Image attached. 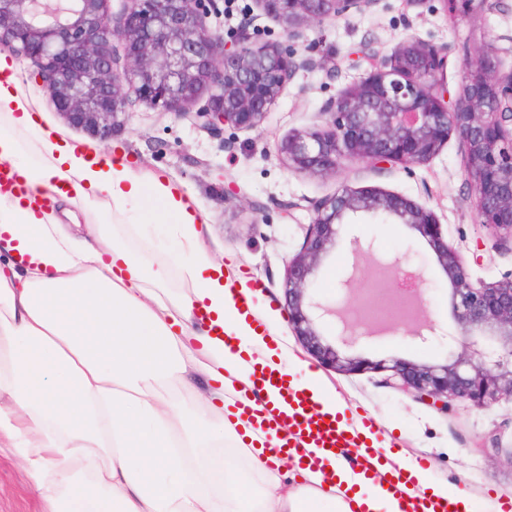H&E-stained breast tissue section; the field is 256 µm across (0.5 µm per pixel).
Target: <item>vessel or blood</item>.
<instances>
[{
    "mask_svg": "<svg viewBox=\"0 0 512 512\" xmlns=\"http://www.w3.org/2000/svg\"><path fill=\"white\" fill-rule=\"evenodd\" d=\"M250 381V393L254 396L269 385L279 389L288 405V423L296 427L299 440L338 455L351 448L365 459L376 451L380 438L371 418L356 413L340 418L322 414L313 397L293 388L285 375L268 365L253 364ZM392 486L405 499L402 512H459L463 503L462 494L457 492L443 500L432 499L414 484L408 471L397 466L392 469Z\"/></svg>",
    "mask_w": 512,
    "mask_h": 512,
    "instance_id": "b4317fda",
    "label": "vessel or blood"
}]
</instances>
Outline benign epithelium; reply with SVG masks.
<instances>
[{
    "mask_svg": "<svg viewBox=\"0 0 512 512\" xmlns=\"http://www.w3.org/2000/svg\"><path fill=\"white\" fill-rule=\"evenodd\" d=\"M478 1L489 13L504 0H451L465 11ZM0 0V47L35 66L50 100L66 123L101 140L127 123L130 103L195 116L206 128L257 127L299 68L292 46H256L207 18L213 0ZM298 38L301 22L347 19L374 0H260ZM512 55L490 40L464 53L454 99L441 72L448 48L410 40L359 80L341 88L321 124L277 145L302 171L336 175L346 164L421 165L455 135L465 181L475 195L479 223L495 245L512 251ZM210 91L205 104L201 93ZM301 250L288 260L285 290L290 324L308 351L343 372L364 361L323 341L315 319L342 307L324 303L312 283L344 226L373 221L403 224L436 254L451 285L457 333L456 359L427 364L392 360L390 384L441 409L462 398L477 408L512 401V278L473 282L461 253L448 245L436 214L414 200L346 186L318 201Z\"/></svg>",
    "mask_w": 512,
    "mask_h": 512,
    "instance_id": "obj_1",
    "label": "benign epithelium"
}]
</instances>
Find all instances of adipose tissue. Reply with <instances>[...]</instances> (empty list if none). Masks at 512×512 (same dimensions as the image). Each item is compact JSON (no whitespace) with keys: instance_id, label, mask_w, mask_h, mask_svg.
Returning <instances> with one entry per match:
<instances>
[{"instance_id":"ef3b65f1","label":"adipose tissue","mask_w":512,"mask_h":512,"mask_svg":"<svg viewBox=\"0 0 512 512\" xmlns=\"http://www.w3.org/2000/svg\"><path fill=\"white\" fill-rule=\"evenodd\" d=\"M37 161L16 164L15 131ZM28 193L0 192V447L17 457L44 512H399L386 477L354 480L316 452L289 486L288 432L224 416L249 369L225 345L273 359L235 304L260 308L204 244L205 219L166 178L138 174L47 127L0 58V163ZM52 202L98 207L108 224H62ZM159 205L170 246L138 250L114 226ZM230 445L221 467L204 449Z\"/></svg>"}]
</instances>
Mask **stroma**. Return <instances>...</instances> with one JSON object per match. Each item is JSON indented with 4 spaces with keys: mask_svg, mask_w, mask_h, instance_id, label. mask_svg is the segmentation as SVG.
Here are the masks:
<instances>
[{
    "mask_svg": "<svg viewBox=\"0 0 512 512\" xmlns=\"http://www.w3.org/2000/svg\"><path fill=\"white\" fill-rule=\"evenodd\" d=\"M208 23L223 27L228 36L251 33L259 45L288 39L282 23L265 12L259 0H229L224 13ZM410 38L447 46L444 78L449 90L457 91L465 47L488 39L512 44V0H505L504 11L476 10L462 21L448 13L443 0H375L351 18L305 24L297 44L308 64L281 90L256 128H228L216 134L193 119L135 103L128 123L98 146L109 156H122L134 171L177 184L206 218L209 250L257 287L265 320L278 328L289 354L321 372L343 407L369 416L382 439L410 455L430 478L452 489L463 488L486 508L499 500L512 501V402L503 399L477 408L456 399L442 412L389 387L388 372L381 366L395 357L441 363L461 351L446 339L456 330L450 283L424 241L400 224H351L319 269L316 294L344 301L345 315L354 322L361 318L358 301L374 281L379 262L409 253L405 269L420 279L423 305L409 322L387 318L388 328L381 332L368 323L362 335L345 345L338 321H319L324 339L341 344L346 355L366 359L361 371L346 373L320 363L294 335L288 319L286 263L303 246L314 203L344 185L403 195L431 208L449 245L463 254L473 281L490 283L512 276V253L496 248L477 222L456 137H449L424 165L370 169L350 164L335 176L294 170L277 151L288 136L320 124L338 90ZM355 238L373 244L374 252L358 261L362 272L353 279L349 273L356 262L351 246ZM348 278L353 281L349 289L343 286ZM427 319L436 325L435 337L422 342L407 336L408 326ZM0 512H44L19 462L5 449L0 451Z\"/></svg>",
    "mask_w": 512,
    "mask_h": 512,
    "instance_id": "obj_1",
    "label": "stroma"
}]
</instances>
